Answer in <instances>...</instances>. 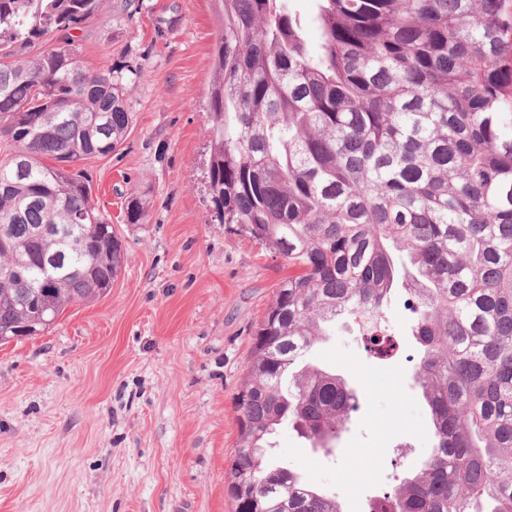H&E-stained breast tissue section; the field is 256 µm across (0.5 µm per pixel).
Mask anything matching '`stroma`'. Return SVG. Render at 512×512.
<instances>
[{
	"label": "stroma",
	"instance_id": "stroma-1",
	"mask_svg": "<svg viewBox=\"0 0 512 512\" xmlns=\"http://www.w3.org/2000/svg\"><path fill=\"white\" fill-rule=\"evenodd\" d=\"M136 5L130 20L107 2L72 32L85 65L140 70L124 144L85 163L126 260L105 296L0 345V512H234L235 397L288 268L212 217L210 0ZM131 195L146 223H125ZM387 316L396 361L372 362L341 325L307 356L360 391L334 454L285 425L274 438L276 462L336 494L343 512H365L395 467L430 451L429 412L409 387L407 316L398 303Z\"/></svg>",
	"mask_w": 512,
	"mask_h": 512
}]
</instances>
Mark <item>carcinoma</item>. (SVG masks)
I'll return each mask as SVG.
<instances>
[{"label":"carcinoma","instance_id":"carcinoma-1","mask_svg":"<svg viewBox=\"0 0 512 512\" xmlns=\"http://www.w3.org/2000/svg\"><path fill=\"white\" fill-rule=\"evenodd\" d=\"M104 0H0V343L112 288L122 243L91 200L92 157L127 135L128 82L70 30ZM208 179L220 224L284 258L236 397L237 512H342L290 468L277 427L330 453L359 406L304 357L338 322L399 353L400 292L431 453L369 512H512V5L509 0H211ZM61 33V44L30 48ZM128 224L147 223L128 197Z\"/></svg>","mask_w":512,"mask_h":512}]
</instances>
